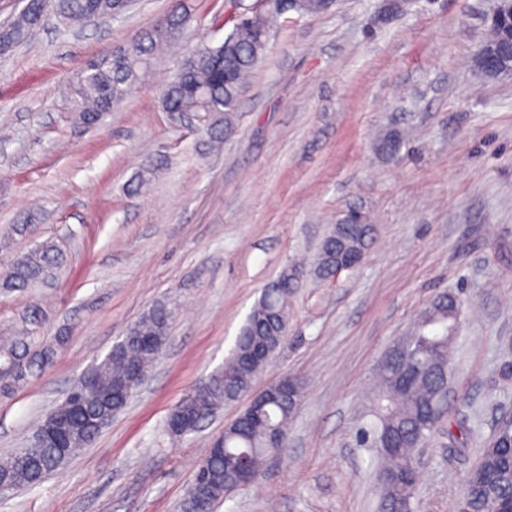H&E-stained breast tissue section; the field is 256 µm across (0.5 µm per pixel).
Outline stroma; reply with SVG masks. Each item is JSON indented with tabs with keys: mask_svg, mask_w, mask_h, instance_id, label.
Returning a JSON list of instances; mask_svg holds the SVG:
<instances>
[{
	"mask_svg": "<svg viewBox=\"0 0 512 512\" xmlns=\"http://www.w3.org/2000/svg\"><path fill=\"white\" fill-rule=\"evenodd\" d=\"M255 0H136L97 26L49 20L0 55V267L47 239L64 263L39 287L0 294V333L42 312L30 346L52 362L0 394V456L37 425L127 328L178 304L169 340L139 391L95 441L0 512H180L197 464L249 404H226L195 433L166 416L222 367L265 286L313 267L350 211L373 221L363 263L304 276L288 336L256 380L306 384L288 446L253 487L214 512H380L374 377L388 348L439 293L458 297L448 413L421 450L417 512H453L503 412L512 411V77L475 57L498 0H338L288 13L241 93L234 130L211 144L172 122L160 93L200 40ZM188 21L146 76L84 126L62 90L101 56L172 12ZM395 129V155L376 135ZM161 167L145 193L132 187ZM34 214L28 233L14 231Z\"/></svg>",
	"mask_w": 512,
	"mask_h": 512,
	"instance_id": "stroma-1",
	"label": "stroma"
}]
</instances>
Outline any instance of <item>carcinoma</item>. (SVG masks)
I'll return each instance as SVG.
<instances>
[{
	"instance_id": "1",
	"label": "carcinoma",
	"mask_w": 512,
	"mask_h": 512,
	"mask_svg": "<svg viewBox=\"0 0 512 512\" xmlns=\"http://www.w3.org/2000/svg\"><path fill=\"white\" fill-rule=\"evenodd\" d=\"M314 15L324 11L318 0H283L285 11L296 10V2ZM57 17L67 24H80L91 17L110 18L126 10L125 0H55ZM43 23L42 0H30L26 12L0 27V52L27 41L30 32ZM273 20L251 15L248 21L218 45L203 42L186 55L162 91L164 111L175 120L184 113L199 116L198 127L209 137L232 131L241 89L268 48ZM167 42L157 29L145 32L127 46L101 57L67 87L72 110L85 124L96 121L108 104L123 101L139 83L157 49ZM371 228H362L355 239H338L331 230L323 239L313 268L317 277L332 269L331 257L348 247L366 251ZM63 261V251L53 240L36 244L21 259L0 268V292L11 293L43 283ZM299 265L285 267L275 286L264 288L235 339L234 349L224 361L219 378L203 392L188 411L195 424L184 434L196 431V424L213 416L227 402L237 400L251 388L255 375L266 363L250 360L247 351L262 342L283 344L274 336V326L288 322V300L296 287L294 275ZM174 308L161 302L131 325L125 337L126 349L120 355H107L93 367L98 390L71 408L65 424L50 434L43 446H27L0 459V487L7 494L23 487H34L60 468L71 456L93 442L100 429L95 421L112 412V406L125 407L128 400L114 395V386L128 373L139 369L147 374L156 359L145 344L149 339L168 340ZM41 319L34 310L22 320L12 335L0 339V392L20 378L18 367L27 360L34 326ZM448 329V298L437 295L421 312L414 335L406 343L390 349L377 379V422L361 432V438L376 448L378 481L383 512H416L415 490L418 477L408 474L415 450L432 437L446 412L448 354L453 337L436 334ZM288 398H262L255 412L235 428L224 430V448L208 449L205 472H196L188 497L204 492L206 509L225 495L248 487L245 477L257 471L273 453L272 439H283L288 447V424L304 395L302 383H289ZM458 508L465 512H512V426L496 429L485 448Z\"/></svg>"
}]
</instances>
